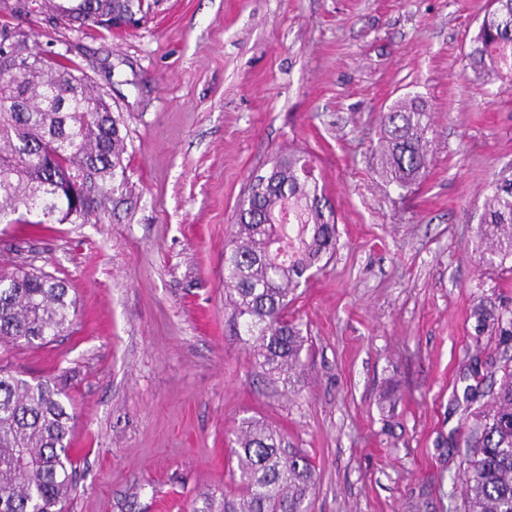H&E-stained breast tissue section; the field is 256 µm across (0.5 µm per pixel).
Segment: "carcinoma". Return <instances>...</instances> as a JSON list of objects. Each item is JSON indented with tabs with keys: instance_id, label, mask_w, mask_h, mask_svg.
I'll return each mask as SVG.
<instances>
[{
	"instance_id": "cac0c4a2",
	"label": "carcinoma",
	"mask_w": 512,
	"mask_h": 512,
	"mask_svg": "<svg viewBox=\"0 0 512 512\" xmlns=\"http://www.w3.org/2000/svg\"><path fill=\"white\" fill-rule=\"evenodd\" d=\"M61 17L113 28L138 22L145 0H48ZM475 74L512 79V0H491L468 54ZM84 75L33 57L18 72L0 66V223L46 224L86 219V192L119 189L127 144L123 118ZM380 164L388 182L406 188L430 165V118L415 101H398L382 117ZM302 151L277 158L260 192L248 187L239 203L231 248L224 251V287L242 322L255 367L276 375L287 390L301 382L305 345L288 318L308 272L336 253L338 230L325 190ZM475 239L482 263L512 271V173L490 185ZM66 283L27 259L0 268V344L41 346L71 325ZM477 336L512 340V310L491 297L474 306ZM489 411L479 414L466 443V512H512V366ZM66 396L48 380L30 382L0 368V512H64L75 487L76 464ZM233 455L240 490L221 512H309L316 467L280 430L257 418L242 420Z\"/></svg>"
}]
</instances>
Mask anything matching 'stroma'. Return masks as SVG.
<instances>
[{"label":"stroma","instance_id":"1","mask_svg":"<svg viewBox=\"0 0 512 512\" xmlns=\"http://www.w3.org/2000/svg\"><path fill=\"white\" fill-rule=\"evenodd\" d=\"M131 31L0 23L72 61L122 113L125 184L88 221L0 224V256L66 281L70 328L0 365L50 378L75 420L67 512H218L242 419L285 433L317 468L310 512H464L473 427L512 341L476 337L474 305L512 307L471 212L512 167V80L467 54L489 0H151ZM419 98L431 163L387 182L381 115ZM308 152L339 244L289 313L308 341L284 392L251 363L224 290V248L251 176Z\"/></svg>","mask_w":512,"mask_h":512}]
</instances>
